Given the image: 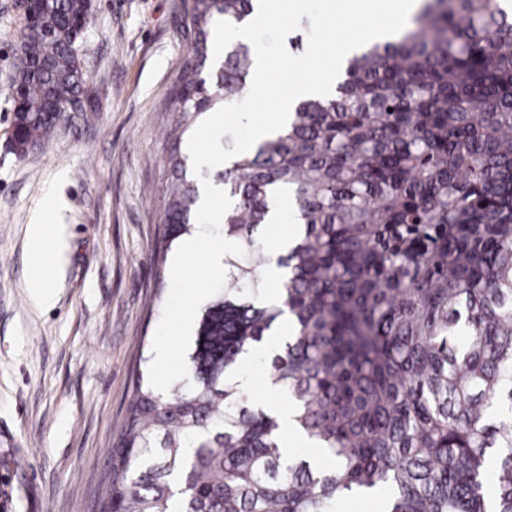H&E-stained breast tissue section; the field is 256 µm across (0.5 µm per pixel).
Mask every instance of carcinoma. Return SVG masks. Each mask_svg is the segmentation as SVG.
<instances>
[{
    "instance_id": "cac0c4a2",
    "label": "carcinoma",
    "mask_w": 512,
    "mask_h": 512,
    "mask_svg": "<svg viewBox=\"0 0 512 512\" xmlns=\"http://www.w3.org/2000/svg\"><path fill=\"white\" fill-rule=\"evenodd\" d=\"M256 2L193 0L163 187L169 243L199 199L185 133L249 88L247 47L211 67L214 23ZM87 25L84 0H37L20 27L18 154L81 101ZM215 181L234 198L224 237L244 254L225 256V288L200 310L187 378L168 394L138 382L104 512H338L379 487L382 512H512L508 0H422L393 39L346 56L334 94L299 101ZM280 191L298 231L272 304L259 231ZM285 315L290 334L262 367L329 469L286 456L278 418L233 379Z\"/></svg>"
}]
</instances>
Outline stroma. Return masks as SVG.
<instances>
[{"label": "stroma", "instance_id": "obj_1", "mask_svg": "<svg viewBox=\"0 0 512 512\" xmlns=\"http://www.w3.org/2000/svg\"><path fill=\"white\" fill-rule=\"evenodd\" d=\"M0 0V512H100L140 356H151L174 257L159 232L191 0H95L80 41L84 109L26 156L11 148L22 21ZM52 301L30 299V224Z\"/></svg>", "mask_w": 512, "mask_h": 512}]
</instances>
